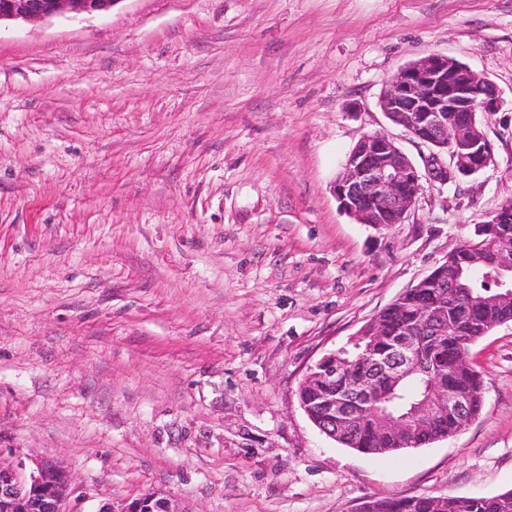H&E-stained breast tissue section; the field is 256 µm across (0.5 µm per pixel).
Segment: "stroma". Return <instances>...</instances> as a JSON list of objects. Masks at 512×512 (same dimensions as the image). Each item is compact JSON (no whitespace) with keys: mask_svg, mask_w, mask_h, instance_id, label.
I'll list each match as a JSON object with an SVG mask.
<instances>
[{"mask_svg":"<svg viewBox=\"0 0 512 512\" xmlns=\"http://www.w3.org/2000/svg\"><path fill=\"white\" fill-rule=\"evenodd\" d=\"M502 91L496 165L360 224L334 182L424 54ZM512 201V0H118L0 23V458L72 476L68 512H355L512 489V325L469 357L476 420L367 455L298 402L307 369ZM97 512H181L172 508L170 500L160 492L145 494L118 506L104 502Z\"/></svg>","mask_w":512,"mask_h":512,"instance_id":"35a3bbf8","label":"stroma"}]
</instances>
